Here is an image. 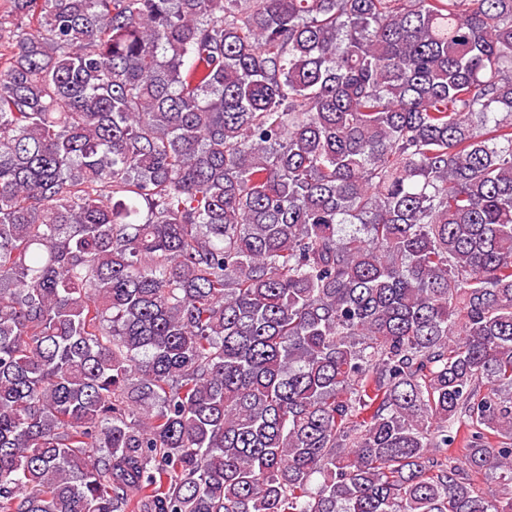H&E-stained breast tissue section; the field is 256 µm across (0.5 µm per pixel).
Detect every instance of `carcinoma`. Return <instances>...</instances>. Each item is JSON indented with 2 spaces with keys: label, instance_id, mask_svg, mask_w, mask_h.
Listing matches in <instances>:
<instances>
[{
  "label": "carcinoma",
  "instance_id": "cac0c4a2",
  "mask_svg": "<svg viewBox=\"0 0 512 512\" xmlns=\"http://www.w3.org/2000/svg\"><path fill=\"white\" fill-rule=\"evenodd\" d=\"M0 512H512V0H0Z\"/></svg>",
  "mask_w": 512,
  "mask_h": 512
}]
</instances>
